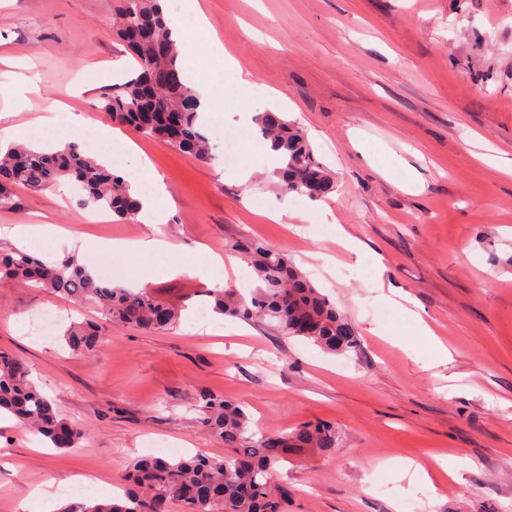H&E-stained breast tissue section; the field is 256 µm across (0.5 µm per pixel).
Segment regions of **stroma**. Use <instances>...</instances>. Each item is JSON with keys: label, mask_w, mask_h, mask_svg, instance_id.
<instances>
[{"label": "stroma", "mask_w": 512, "mask_h": 512, "mask_svg": "<svg viewBox=\"0 0 512 512\" xmlns=\"http://www.w3.org/2000/svg\"><path fill=\"white\" fill-rule=\"evenodd\" d=\"M251 85L240 88L213 53L181 57L182 78L206 89L215 144L239 139L247 185L226 179L169 143L124 135L162 177L167 221L153 227L105 212L87 219L69 183L18 189L0 228L51 224L61 235L36 247L56 261L112 266L135 288L131 261L80 252L85 237L162 234L182 259H234L227 287L259 282L234 245L274 246L346 316L357 351L334 355L268 323L207 314L209 285L157 276L148 288L183 309L177 326L119 328L93 309L30 283L0 279V349L24 358L58 413L76 423L79 448L46 447L0 423V512H40L31 489L54 478L91 479L88 498L112 495L134 459L223 458L200 429L201 392L245 406L267 432L304 422L335 425L333 453L291 454L275 468L293 495L288 512H512V0H197ZM116 0H0V141L72 115L108 124L99 97L127 79L134 60L113 32ZM278 92V110L310 133L313 158L336 178L325 208L282 194L261 163L265 140L249 108ZM285 208L301 233L268 219ZM359 245L351 255L340 244ZM407 293L415 317L387 322L395 305L377 283ZM58 318L50 336L32 321ZM89 319L104 338L93 355L63 333ZM425 321L452 360L434 362ZM458 463L457 478L438 464ZM422 463L426 476L402 475ZM64 493L63 502L84 497Z\"/></svg>", "instance_id": "obj_1"}]
</instances>
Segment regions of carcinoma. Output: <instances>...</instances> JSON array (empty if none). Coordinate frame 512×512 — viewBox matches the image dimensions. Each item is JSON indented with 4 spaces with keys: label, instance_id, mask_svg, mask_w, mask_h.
<instances>
[{
    "label": "carcinoma",
    "instance_id": "1",
    "mask_svg": "<svg viewBox=\"0 0 512 512\" xmlns=\"http://www.w3.org/2000/svg\"><path fill=\"white\" fill-rule=\"evenodd\" d=\"M117 38L137 62L132 76L100 96L101 109L112 121L145 136L168 138L175 122L177 148L188 159H215L211 139L199 114L200 96L182 80L179 46L171 35L162 0H119L113 20ZM256 121L262 135L280 152L275 171L284 193L317 199L332 192L333 177L315 162L303 130L273 112ZM67 180L79 187L76 206L106 209L121 220H133L139 201L123 176L99 164L76 142L59 151H38L12 144L0 149V208L18 207L12 187L43 190ZM260 288L248 299L233 288L207 292L213 312L241 320H267L288 337L305 339L331 354L356 350L355 330L329 297L291 263L281 250L257 243L239 246ZM29 281L54 295L85 303L111 323L142 330H160L180 320V309L149 289L116 286L87 267L70 261L48 265L26 252L0 257V278ZM74 352H93L102 342L97 324L74 322L64 332ZM30 367L0 350V414L47 438L55 448L80 447L83 431L61 418ZM201 426L231 449L222 458L197 454L169 459L146 456L136 460L129 480L146 489L122 497L71 503L62 512H167L180 502L185 512H287L292 490L273 480L274 467L290 452L317 449L330 454L337 446L336 427L306 422L287 433L256 429L244 408L213 393L198 403Z\"/></svg>",
    "mask_w": 512,
    "mask_h": 512
}]
</instances>
